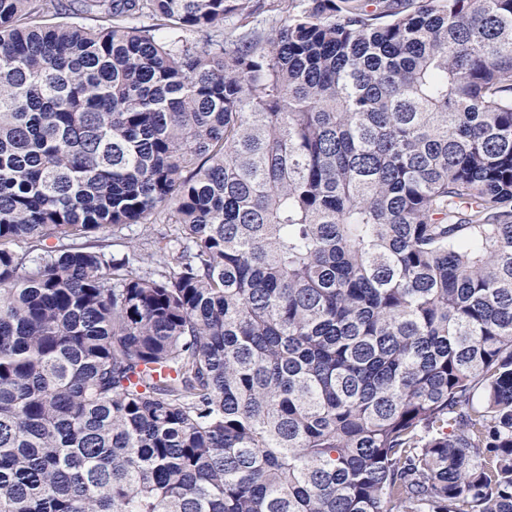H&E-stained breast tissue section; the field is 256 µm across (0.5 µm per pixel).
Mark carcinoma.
Here are the masks:
<instances>
[{
    "label": "carcinoma",
    "mask_w": 512,
    "mask_h": 512,
    "mask_svg": "<svg viewBox=\"0 0 512 512\" xmlns=\"http://www.w3.org/2000/svg\"><path fill=\"white\" fill-rule=\"evenodd\" d=\"M371 5L0 0V512H512V0ZM169 226L166 224H158L155 226H140L131 225L130 227L124 228L121 232L116 233L112 238V231L106 233V239L109 244H117L112 246V250L124 252L127 250V246H136L143 250V252L150 253L149 242L153 238L160 237L161 233L169 231ZM114 241V243H112Z\"/></svg>",
    "instance_id": "1"
}]
</instances>
